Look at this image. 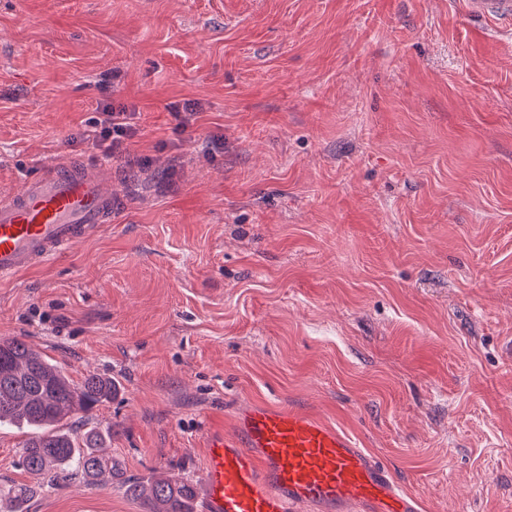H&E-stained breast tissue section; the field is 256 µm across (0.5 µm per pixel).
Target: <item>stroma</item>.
Masks as SVG:
<instances>
[{"label":"stroma","instance_id":"35a3bbf8","mask_svg":"<svg viewBox=\"0 0 512 512\" xmlns=\"http://www.w3.org/2000/svg\"><path fill=\"white\" fill-rule=\"evenodd\" d=\"M68 161L111 164L112 222L0 281V338L120 382L126 478L203 488L207 432L291 405L422 512H512V35L460 0H0V192ZM29 436L0 488L37 485ZM29 512L141 508L76 479ZM101 118L95 119L90 129L85 131L86 140L104 153L115 155L137 134V128L131 124L135 112H128L123 105L115 107L111 102H103L97 108Z\"/></svg>","mask_w":512,"mask_h":512}]
</instances>
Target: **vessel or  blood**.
Masks as SVG:
<instances>
[{
    "instance_id": "obj_1",
    "label": "vessel or blood",
    "mask_w": 512,
    "mask_h": 512,
    "mask_svg": "<svg viewBox=\"0 0 512 512\" xmlns=\"http://www.w3.org/2000/svg\"><path fill=\"white\" fill-rule=\"evenodd\" d=\"M512 31V0H462ZM107 166L66 163L0 194V278L38 268L111 223ZM202 512H419L387 466L313 413L243 406L207 440Z\"/></svg>"
}]
</instances>
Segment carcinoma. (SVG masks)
I'll use <instances>...</instances> for the list:
<instances>
[{"mask_svg":"<svg viewBox=\"0 0 512 512\" xmlns=\"http://www.w3.org/2000/svg\"><path fill=\"white\" fill-rule=\"evenodd\" d=\"M117 390L112 378L96 373L75 385L27 343L0 340V425L23 423L36 430L20 461L50 488H62L77 476L97 484L106 475L113 480L119 475L115 461L102 454L111 433L91 426L78 434L63 424L75 412L88 414L111 400ZM125 492L142 512H197V493L187 478L127 481Z\"/></svg>","mask_w":512,"mask_h":512,"instance_id":"cac0c4a2","label":"carcinoma"}]
</instances>
